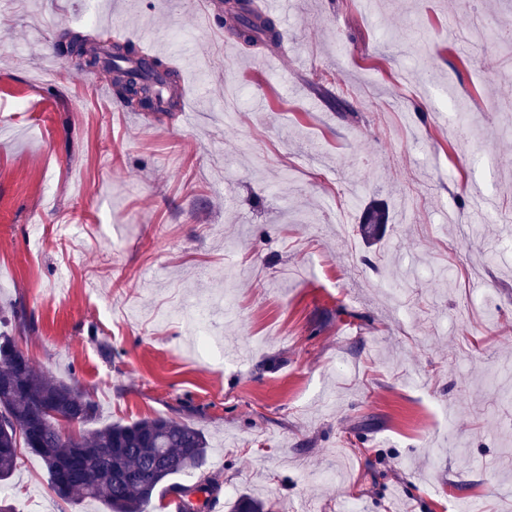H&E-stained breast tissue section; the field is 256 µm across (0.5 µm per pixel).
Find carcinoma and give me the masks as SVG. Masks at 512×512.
<instances>
[{"instance_id":"1","label":"carcinoma","mask_w":512,"mask_h":512,"mask_svg":"<svg viewBox=\"0 0 512 512\" xmlns=\"http://www.w3.org/2000/svg\"><path fill=\"white\" fill-rule=\"evenodd\" d=\"M224 27L248 47L281 44L275 21L253 11L251 0H224ZM89 70H104L125 104L141 96L156 110V83L167 84V108L177 105L178 72L169 62L145 57L130 41H88L69 36ZM390 222L389 210L368 206L358 225L367 243L379 240ZM97 405L76 387L38 371L11 338L0 336V489L16 470L21 451L37 458L57 495L65 501L96 500L108 512H146L157 496H175L181 512H205L211 486L173 481L201 469L208 443L194 426L167 417L113 423L83 434L62 432L68 417L94 421ZM265 501L241 494L231 512H265Z\"/></svg>"}]
</instances>
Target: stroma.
<instances>
[{
    "label": "stroma",
    "mask_w": 512,
    "mask_h": 512,
    "mask_svg": "<svg viewBox=\"0 0 512 512\" xmlns=\"http://www.w3.org/2000/svg\"><path fill=\"white\" fill-rule=\"evenodd\" d=\"M204 3L0 0V333L95 427L202 431L184 480H218L214 512H512V0H282L283 54ZM116 15L179 70L191 123L116 105L63 52ZM372 202L392 222L370 246ZM9 486L16 512H107L26 454Z\"/></svg>",
    "instance_id": "1"
}]
</instances>
